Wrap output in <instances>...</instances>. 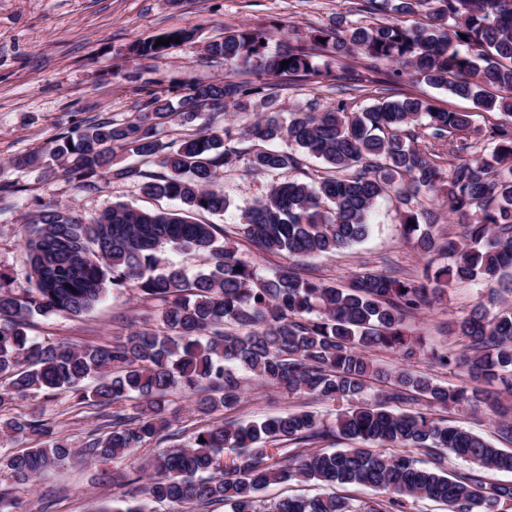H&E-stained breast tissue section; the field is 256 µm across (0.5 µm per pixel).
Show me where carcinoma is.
Masks as SVG:
<instances>
[{
  "label": "carcinoma",
  "mask_w": 512,
  "mask_h": 512,
  "mask_svg": "<svg viewBox=\"0 0 512 512\" xmlns=\"http://www.w3.org/2000/svg\"><path fill=\"white\" fill-rule=\"evenodd\" d=\"M423 9L426 23L339 21L308 37L337 57L359 53L370 68L390 66L386 80L377 81L373 103L360 112L347 111L340 100L322 112L291 110L283 120L268 81L311 80L323 76L322 68L304 45L270 53V33L239 27L210 41L205 55L244 67L256 80L226 76L185 92H151L132 119L95 121L24 159L29 167L40 166L46 154L63 162L88 192L98 190L110 172L182 208L141 210L118 203L83 219L56 206L33 219L27 244L33 288L19 297L0 278V407L64 392L73 406L95 410L102 422L78 449L41 409L1 422V433L28 442L0 456V466L16 483L27 485L77 457L118 462L135 448L163 441L170 426L167 397L175 391H207L196 405L202 414L232 410L241 399V374L247 373L295 396L342 400L351 407L337 414L331 431L304 409L200 429L191 444L159 452L147 477L127 476L134 494L166 503L171 512L216 501L231 512H405L409 499L443 502L450 512H503L512 505V484L487 483L479 474L512 473L511 448H497L427 413L397 410L422 397L433 407H478L491 397L483 384L512 394V307L491 315L480 304L448 324L449 333L469 340V353L433 359L462 368L467 387L385 371L369 357L386 349L413 359L420 339L406 333L405 321L428 297H442L454 281L491 282L512 270V0L358 4V11L378 17ZM169 37L167 46L153 39L133 45V52L161 56L177 46L174 38L184 43L193 34H162ZM404 74L471 100L474 111L442 110L419 97L393 98L384 85ZM256 103L259 118L241 129L206 127L171 144L159 137L161 119L191 123L206 107L246 112ZM480 112H497L503 121L482 126L475 123ZM241 137L284 140L291 151L245 153L231 146ZM117 149L140 163L112 168ZM307 156L323 160L327 173L309 182L295 177ZM240 163L252 174L280 177L238 228L267 253L311 257L347 249L366 238L376 206L392 194L403 207L406 240L420 254L446 262L429 260L417 283L364 271L343 286L290 266L261 276L224 244L230 229L194 218L228 211L229 198L213 185L221 169ZM437 193L447 198L462 235L433 233L438 217L418 197ZM166 247L205 253L206 271L193 278L175 266L158 271V253ZM110 288L135 289L142 303L156 308L160 329L134 330L110 345L43 343L28 335V317L80 316ZM372 380L390 389L374 402L357 403ZM133 399L139 405L131 414L122 403ZM330 432L360 446L313 450ZM416 450L433 454L434 466H419L412 456ZM448 453L475 470L449 473L441 461ZM292 481L365 486L375 498L357 509L336 492L260 503L258 492Z\"/></svg>",
  "instance_id": "obj_1"
}]
</instances>
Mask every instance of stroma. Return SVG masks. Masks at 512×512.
I'll return each instance as SVG.
<instances>
[{"label": "stroma", "mask_w": 512, "mask_h": 512, "mask_svg": "<svg viewBox=\"0 0 512 512\" xmlns=\"http://www.w3.org/2000/svg\"><path fill=\"white\" fill-rule=\"evenodd\" d=\"M357 0H0V273L9 277L16 292H26L25 243L31 218L49 206L74 209L91 218L123 203L136 209H168V200L144 196L138 183L104 175L95 193L81 189L77 180L58 165L19 169L16 158L46 148L60 133L99 118L118 122L130 119L148 91L186 88L223 79L222 63L207 60L206 42L227 27L273 28L269 50L306 38L311 31L332 25L337 17L359 20ZM191 29L195 38L161 56L133 52L135 43L154 39L174 29ZM273 85L283 106L317 105L326 110L336 104V83L322 80L291 81L282 77ZM396 96L414 95L453 111L469 110L468 100L410 78L396 81ZM270 178L255 177L244 168L219 175L218 186L231 200L224 215L202 214V221L231 227L233 246L260 275L287 264V257L268 254L235 233L245 210L263 198ZM398 202L385 199L378 206L368 236L350 249L328 256L295 259L308 274L336 284L369 269L393 276L420 277L427 262L403 234ZM512 302V289L497 283L458 282L444 297L406 320L407 329L422 341L421 352L408 364L436 383L462 386L460 368L439 366L434 353L461 352L462 341L447 331L450 319L468 315L477 304L496 312L501 302ZM134 289L108 290L88 313L77 318L34 316L30 334L40 341L66 340L75 344H109L146 324ZM237 408L200 415L191 400L176 393L168 413L177 444H187L210 421H247L307 406L326 423L347 407L346 402L305 400L279 392L252 379L243 382ZM46 416L59 423L62 434L81 443L99 421L89 409L72 408L66 395L41 400ZM408 411H430L433 418L458 421L488 438H495L492 413L487 408H427L408 404ZM159 450L149 444L127 454L120 463L74 460L64 468L18 486L8 470H0V493L18 497L19 512H117L131 492L124 476L141 472Z\"/></svg>", "instance_id": "stroma-1"}]
</instances>
